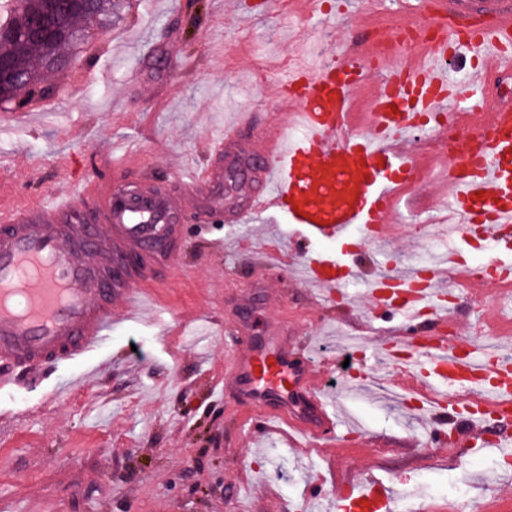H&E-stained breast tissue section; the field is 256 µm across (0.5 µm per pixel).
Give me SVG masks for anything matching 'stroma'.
Returning <instances> with one entry per match:
<instances>
[{"label":"stroma","instance_id":"obj_1","mask_svg":"<svg viewBox=\"0 0 512 512\" xmlns=\"http://www.w3.org/2000/svg\"><path fill=\"white\" fill-rule=\"evenodd\" d=\"M189 0H120L70 49L72 63L45 74L57 93L37 101L27 120L0 105V208L48 200L78 190L84 180H115L107 148L126 142L140 165L122 187L172 190L171 173L211 164L208 142L233 113L258 118L281 111L274 97L299 46L321 42L349 49L354 23L369 0H203L192 16ZM441 161L429 159L425 181L399 193L387 244L353 242L351 277L335 299L312 294L301 267L278 263L270 239L296 241L301 252L335 251L334 243L301 237L283 215L264 212L241 224H203L184 217L180 276L160 289L137 321L116 312L112 336L88 361L21 377L0 390V512H336L343 482L361 489L377 480L390 490L391 512L411 503L419 512H448V496L471 486L490 512H512V465H500L492 444L456 454L427 443V428L383 391L355 387L362 373L394 378L373 358L372 343L400 332L403 317L377 318L367 294L376 276L412 268L426 253L455 249L463 264L478 255L467 234L433 243L418 222L431 206ZM263 271L255 279L254 271ZM452 323L420 319L425 335H444L456 347L473 341L512 357V303L487 289L462 288ZM283 294L287 308L273 302ZM365 334L361 353L347 359L352 336ZM288 336L308 342L326 363L321 390L353 428H337L349 445L290 446L286 434L238 425L224 407L238 393L224 384V360L235 340ZM100 377L68 393L69 380L88 365ZM323 496L305 503L312 477Z\"/></svg>","mask_w":512,"mask_h":512}]
</instances>
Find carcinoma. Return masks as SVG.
Returning a JSON list of instances; mask_svg holds the SVG:
<instances>
[{"mask_svg":"<svg viewBox=\"0 0 512 512\" xmlns=\"http://www.w3.org/2000/svg\"><path fill=\"white\" fill-rule=\"evenodd\" d=\"M107 0H87L74 7L70 0H0V56L9 60L13 72L22 74L15 79L7 74L0 79V94L5 100L22 108L31 100L51 95L55 86L38 78L34 64L48 71H61L68 58L61 49L86 36V29L99 19ZM54 26L59 38L42 37L39 25Z\"/></svg>","mask_w":512,"mask_h":512,"instance_id":"1","label":"carcinoma"}]
</instances>
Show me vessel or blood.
I'll list each match as a JSON object with an SVG mask.
<instances>
[{"label": "vessel or blood", "instance_id": "obj_1", "mask_svg": "<svg viewBox=\"0 0 512 512\" xmlns=\"http://www.w3.org/2000/svg\"><path fill=\"white\" fill-rule=\"evenodd\" d=\"M493 14L491 28L474 32L462 46L480 61L470 87L484 88L489 62L503 61L512 47V10L485 0ZM369 41L329 56L315 69L288 77L283 90L294 105L260 132L256 148L244 134L245 119L212 139L209 153L223 164L252 157L248 192L232 219L273 210L287 216L307 236L348 245L353 228L390 221V190L420 165L410 150V135L421 113H445L454 103L448 74L440 65L448 43L429 45L427 54L409 51L395 66L382 69L380 93L368 106L374 115L371 134H349L347 119L362 85L352 78L369 61ZM299 134H290V127ZM224 176L206 167L176 171L178 194L144 190L129 197L117 184L86 181L82 195L59 192L31 208L0 209V360L30 370L87 358L112 333L116 309L132 313L139 296L177 278L176 242L188 204L208 196ZM448 194L470 234L500 251L512 250V108L494 112L478 146L448 170ZM100 202L96 222H89L83 198ZM303 276L336 291L345 273L332 255L302 259ZM163 266L166 279L154 274ZM397 289L406 322L443 297L437 276L421 288L393 277L370 286L375 305L387 307L384 289ZM407 336L382 343L386 363L401 373L399 387L408 396H425L432 380L467 392L475 405L512 406V362L499 355L469 353L457 359L433 344L415 354V365L400 360L397 350ZM224 382L242 400L228 407L245 426L264 431L282 424L308 440L338 446V424L320 394L317 364L307 349L287 343L250 347L224 362ZM386 487L369 481L360 491L343 487L336 512H389Z\"/></svg>", "mask_w": 512, "mask_h": 512}]
</instances>
